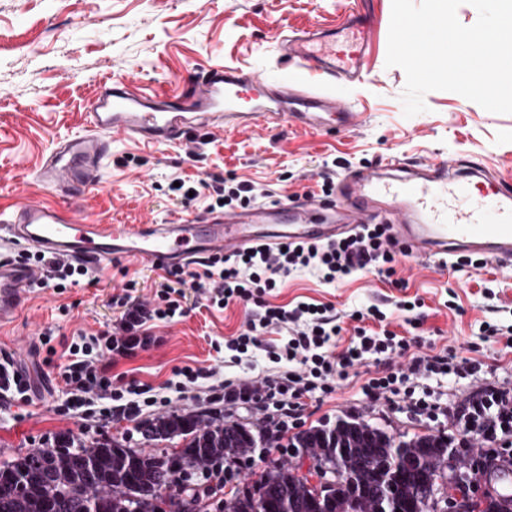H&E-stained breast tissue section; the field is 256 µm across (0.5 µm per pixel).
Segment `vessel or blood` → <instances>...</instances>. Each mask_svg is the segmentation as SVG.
<instances>
[{
  "label": "vessel or blood",
  "mask_w": 512,
  "mask_h": 512,
  "mask_svg": "<svg viewBox=\"0 0 512 512\" xmlns=\"http://www.w3.org/2000/svg\"><path fill=\"white\" fill-rule=\"evenodd\" d=\"M343 27L348 34L341 40L332 27L283 34L281 56L294 63L288 78L219 65L181 98L107 77L84 129L61 139L36 177L54 195L80 198L100 183L116 136L156 145L183 141L198 129L235 132L284 122L315 131L353 128L358 114L337 105L335 86L361 78L372 41L358 0H348ZM383 221L412 255L444 266L455 255L474 253L512 270V194L500 177L457 158L411 165L395 152L375 165L347 168L329 200L285 196L231 212L177 213L159 223L105 224L54 203L25 201L0 215V240L93 270L120 256L164 272L259 242L330 241ZM40 278L38 267L0 261V326L16 321Z\"/></svg>",
  "instance_id": "vessel-or-blood-1"
}]
</instances>
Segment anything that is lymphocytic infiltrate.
<instances>
[{"mask_svg":"<svg viewBox=\"0 0 512 512\" xmlns=\"http://www.w3.org/2000/svg\"><path fill=\"white\" fill-rule=\"evenodd\" d=\"M192 191L194 196H207L212 212L247 208L268 194L267 189L232 178L202 179L193 184ZM407 254L390 225L361 224L332 241H289L282 247L257 243L240 252L205 258L194 270L167 271L163 288L144 304L132 298L131 285H124L112 297L113 305L121 309L119 321L90 334L80 333L69 345V361L60 373L65 398L55 410L85 422L133 417L143 407L155 405L150 385L112 379L104 358L127 357L134 349L148 348L151 324H171L185 316L183 289L191 286L200 291L207 307L223 309L243 303L251 308L236 338L225 343V358L237 363L262 348L268 360L281 367L270 378L219 384L224 401L272 403L292 418L305 399L332 393L337 380L361 367L367 375L362 394L369 403L400 404L409 413L429 418L445 414L448 404L436 390L434 379L449 375L476 378L480 363L457 359L452 352L411 355L412 345L421 344V337H400L391 330L386 311L376 304L354 309L344 318L325 304L300 302L288 308L272 302L278 288L301 270L313 271L330 285L369 273L404 289L407 282L399 277L398 265ZM17 259L36 265L41 287L59 293L91 275L82 265L38 251L22 252ZM346 319L355 324L354 337L342 350L337 338ZM272 333L282 334V341L264 346V336ZM456 421L465 436H479L483 443L472 462L475 472H488L504 462L512 464V393L486 387L466 402Z\"/></svg>","mask_w":512,"mask_h":512,"instance_id":"f902f5d3","label":"lymphocytic infiltrate"}]
</instances>
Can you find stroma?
I'll use <instances>...</instances> for the list:
<instances>
[{"label": "stroma", "instance_id": "stroma-1", "mask_svg": "<svg viewBox=\"0 0 512 512\" xmlns=\"http://www.w3.org/2000/svg\"><path fill=\"white\" fill-rule=\"evenodd\" d=\"M364 3L374 31L365 59L366 77L359 84L336 85L337 100L360 114L355 128L336 133L289 125L258 126L234 134L200 130L170 145L119 139L105 163L102 184L91 187L81 203L82 213L129 224L158 221L186 209L206 213L205 197L187 203L170 191L169 184L177 177L189 183L209 175L250 180L266 185L277 199L316 194L326 163L368 166L393 150L409 162L467 159L499 174L512 191V114L486 111L454 92L433 91L425 97L426 112L405 117V73L386 64L391 0ZM345 4L346 0H0V211L30 198L50 200L36 173L56 139L82 131L88 104L110 74L122 71L146 89L162 86L176 93L189 92L203 71L224 62L245 69L270 68L281 75L290 69L278 52L284 25L340 23ZM197 142L204 154L195 161L188 152ZM398 270L407 282L402 292L370 274L333 287L312 272L300 271L288 277L273 302L330 303L342 312L384 299L392 330L402 333L406 314L396 307V300L403 295L422 298L425 339L433 352L451 349L458 358L475 357L487 366L484 374L451 396L448 414L420 420L387 404L369 405L360 390L361 378L353 374L339 381L332 394L307 401L289 433L274 431L268 411L258 405L225 410L211 402L202 385L178 393L173 374L177 367L213 368L219 382L271 374L265 349L278 341L277 335L265 336L264 348L252 358L239 364L221 362L215 343L238 333L248 309L241 304L206 307L189 288L185 317L159 325L157 341L148 349L112 359V375L151 385L158 396L169 399V406L143 408L133 419L114 417L98 429L95 440L115 438L142 449L146 443L138 431L141 421L188 412L207 421L229 416L268 432L264 446L225 475L224 487L207 512H219L218 502L232 500L256 483L266 449L280 447L284 464H313L310 452L289 447L294 432L357 419L396 435L432 431L461 440L454 415L469 395L487 385L512 390V347L478 334L482 321L512 322V273L492 261L479 271H443L434 260L413 256L402 259ZM130 280L136 284L134 297L144 301L153 297L162 274L117 258L106 272L64 294L50 288L31 291L15 324L0 328V358H13L37 389L26 405L0 410V461L53 444L67 432L84 435L81 421L54 410L63 397L58 369L68 357L60 353L54 366L43 365L35 350L38 334L44 327H55L66 345L79 332L116 323L120 310L113 306L112 296ZM489 288L494 291L490 297L485 294ZM449 299L455 300L456 309L446 307Z\"/></svg>", "mask_w": 512, "mask_h": 512}]
</instances>
